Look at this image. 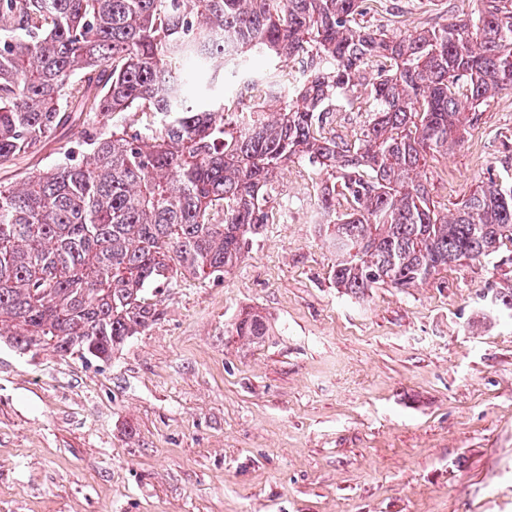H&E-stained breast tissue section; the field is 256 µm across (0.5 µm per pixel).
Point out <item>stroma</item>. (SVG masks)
Returning <instances> with one entry per match:
<instances>
[{"label":"stroma","instance_id":"1","mask_svg":"<svg viewBox=\"0 0 512 512\" xmlns=\"http://www.w3.org/2000/svg\"><path fill=\"white\" fill-rule=\"evenodd\" d=\"M391 33L477 20L480 0H373ZM120 115L71 113L0 164L20 185ZM452 209L512 178V95L423 169ZM319 175L279 176L280 221L223 279L181 275L158 319L106 361L0 338V512H512V266H450L412 288L339 292ZM260 312L271 332L229 331Z\"/></svg>","mask_w":512,"mask_h":512}]
</instances>
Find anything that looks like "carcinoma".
Wrapping results in <instances>:
<instances>
[{"instance_id":"cac0c4a2","label":"carcinoma","mask_w":512,"mask_h":512,"mask_svg":"<svg viewBox=\"0 0 512 512\" xmlns=\"http://www.w3.org/2000/svg\"><path fill=\"white\" fill-rule=\"evenodd\" d=\"M478 20L390 34L370 0H0V162L85 112L136 119L79 163L0 186V336L61 358L107 360L154 322L157 289L221 279L275 208L278 174H324L318 205L351 295L411 288L448 262L512 242V180L489 176L453 212L420 179L483 108L512 95V0ZM272 61L254 80L247 56ZM237 88L201 104L196 72ZM340 101L371 113L351 144L326 132ZM161 116L160 126L137 119ZM231 335L258 343L264 316Z\"/></svg>"}]
</instances>
